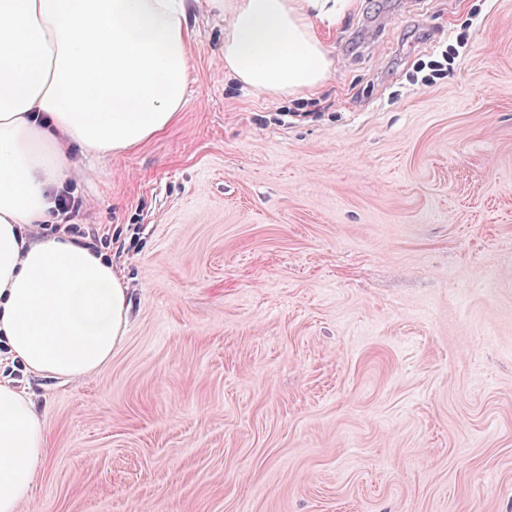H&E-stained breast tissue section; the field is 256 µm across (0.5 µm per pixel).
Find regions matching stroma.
Returning <instances> with one entry per match:
<instances>
[{
  "mask_svg": "<svg viewBox=\"0 0 512 512\" xmlns=\"http://www.w3.org/2000/svg\"><path fill=\"white\" fill-rule=\"evenodd\" d=\"M190 21L174 122L70 177L123 343L0 360L50 441L21 512H512V0H355L289 98Z\"/></svg>",
  "mask_w": 512,
  "mask_h": 512,
  "instance_id": "35a3bbf8",
  "label": "stroma"
}]
</instances>
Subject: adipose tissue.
<instances>
[{
    "mask_svg": "<svg viewBox=\"0 0 512 512\" xmlns=\"http://www.w3.org/2000/svg\"><path fill=\"white\" fill-rule=\"evenodd\" d=\"M353 0H209L224 69L258 92L321 87L334 63L316 33ZM186 0H0V340L31 374L78 380L112 359L129 324L122 274L49 220L75 171L166 129L187 87ZM49 455L33 401L0 381V512H20Z\"/></svg>",
    "mask_w": 512,
    "mask_h": 512,
    "instance_id": "obj_1",
    "label": "adipose tissue"
}]
</instances>
